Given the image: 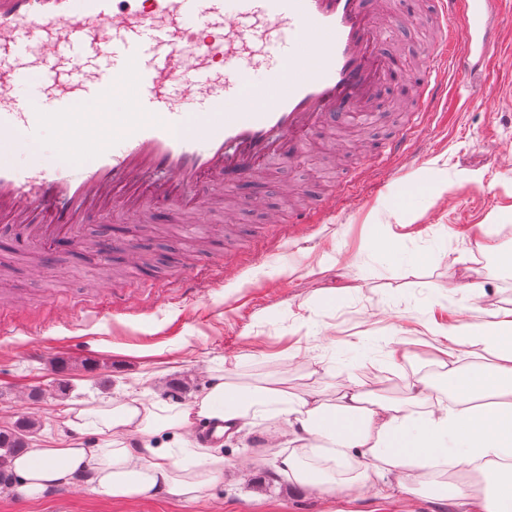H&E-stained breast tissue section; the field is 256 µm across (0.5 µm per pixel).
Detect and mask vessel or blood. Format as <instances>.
<instances>
[{
    "label": "vessel or blood",
    "instance_id": "obj_1",
    "mask_svg": "<svg viewBox=\"0 0 512 512\" xmlns=\"http://www.w3.org/2000/svg\"><path fill=\"white\" fill-rule=\"evenodd\" d=\"M400 0H0V236L82 247L86 218L159 210L204 219L314 129L373 117L395 64ZM502 0H429V67L409 90L391 164L448 98L488 71ZM72 132L54 166L9 150ZM335 196L277 214L308 224Z\"/></svg>",
    "mask_w": 512,
    "mask_h": 512
}]
</instances>
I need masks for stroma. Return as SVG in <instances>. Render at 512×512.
Segmentation results:
<instances>
[{
  "label": "stroma",
  "instance_id": "1",
  "mask_svg": "<svg viewBox=\"0 0 512 512\" xmlns=\"http://www.w3.org/2000/svg\"><path fill=\"white\" fill-rule=\"evenodd\" d=\"M404 18L401 71L385 87L387 105L373 124L345 126L343 169L329 164L319 141L291 167L271 165L264 179L239 187L232 229L218 213L207 224L159 216L149 232L118 211L91 217V233L121 241L109 264L63 244L38 267L36 248L0 241V262L15 268L0 275V295L46 291L24 318L0 319V428L30 416L41 423L31 443L66 447L92 438L63 427L67 413L129 395L164 402L179 384L187 403L218 377L252 386L283 379L289 390L314 391L330 404L355 377L372 400L403 402L434 365L427 324H454L463 309L479 320L484 311L512 308V237L498 254L476 252L481 225H512V16L492 74L475 75L468 89L449 83L443 116L411 146L415 161L394 170L377 164L376 144L402 124L407 86L427 69L419 4ZM361 167L367 178L355 197L340 200L334 217L302 227L274 223L284 192L303 204L341 191ZM437 173L452 190L400 230L418 263H382L369 246L371 212L382 209L389 221L398 206L392 190ZM260 196L264 207L252 208ZM145 255L152 268L143 267ZM218 260L222 279L182 288L193 267ZM465 269L486 284L481 301L459 288ZM107 283L119 305L104 299L97 312L77 306L87 289ZM401 340L410 356L397 366L389 354ZM36 390L41 399H32ZM221 450L223 482L194 502L164 492L110 500L73 483L37 501L1 488L0 512H459L453 499L427 488L381 502L368 493L330 496L293 485L279 472L280 450L266 446L261 424L224 439Z\"/></svg>",
  "mask_w": 512,
  "mask_h": 512
}]
</instances>
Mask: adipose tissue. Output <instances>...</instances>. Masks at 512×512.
<instances>
[{
    "label": "adipose tissue",
    "mask_w": 512,
    "mask_h": 512,
    "mask_svg": "<svg viewBox=\"0 0 512 512\" xmlns=\"http://www.w3.org/2000/svg\"><path fill=\"white\" fill-rule=\"evenodd\" d=\"M429 332L446 384L419 378L407 403L368 402L357 379L331 406L309 390L219 380L189 404L162 408L133 398L79 411L66 426L92 430L99 441L33 446L13 470L31 497L85 475L91 492L104 498L163 491L192 502L223 481L222 451L199 448V466L191 470L158 447V437L180 436L197 417L235 425L272 412L279 425L267 440L273 445L289 436L280 470L297 486L369 491L382 501L436 486L461 500L465 512H501L502 498L512 495V308Z\"/></svg>",
    "instance_id": "obj_1"
}]
</instances>
